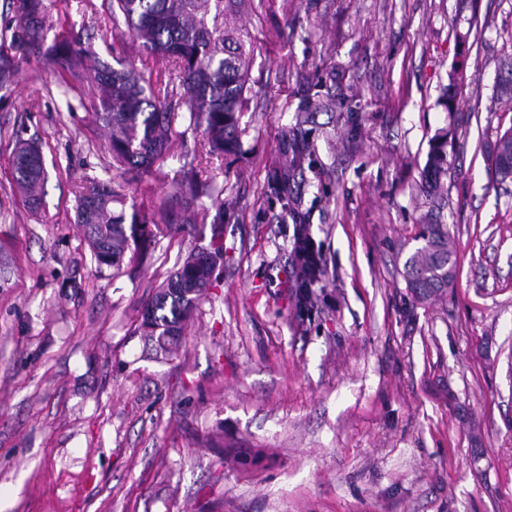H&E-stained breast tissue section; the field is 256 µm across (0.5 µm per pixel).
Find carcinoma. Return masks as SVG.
<instances>
[{
	"mask_svg": "<svg viewBox=\"0 0 512 512\" xmlns=\"http://www.w3.org/2000/svg\"><path fill=\"white\" fill-rule=\"evenodd\" d=\"M249 0H104L98 27L110 33H128L131 51L107 47L111 60L101 58L94 43L74 25L54 15L57 0H10L12 16L0 35L10 40L14 54L0 55V89L18 84L19 61L39 59L66 84H87L95 90L93 119L104 133V149L116 174L108 180L88 177L77 196L75 223L82 226L98 271L119 270L125 261L141 255L155 236V209L162 210L169 228L198 223L197 200L212 190L202 180L200 154L222 158L240 148V116L246 96L250 51L238 19ZM150 55L169 65L176 79L153 86L136 67L135 57ZM184 100L190 124L202 135L200 147L180 155L181 182L149 205L127 203L131 179L148 174L171 151L170 134L176 109ZM309 115L292 127V142L281 152L268 180L270 193L282 202L293 221L290 254L291 288L301 310L312 307L313 288L327 266L303 223L302 197L291 184L312 168ZM491 170L499 182L512 175V129L489 146ZM448 131L433 139L421 188L430 196L444 190L448 175ZM14 187L31 208H38L47 178L39 144L18 138L13 149ZM422 245L404 264L408 288L416 299L449 287L455 269L454 240L447 225H423ZM224 264V224L217 216L210 224L207 246L190 253L146 303L143 325L160 350L181 330L201 293L211 285L217 267Z\"/></svg>",
	"mask_w": 512,
	"mask_h": 512,
	"instance_id": "cac0c4a2",
	"label": "carcinoma"
}]
</instances>
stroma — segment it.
I'll use <instances>...</instances> for the list:
<instances>
[{
	"instance_id": "stroma-1",
	"label": "stroma",
	"mask_w": 512,
	"mask_h": 512,
	"mask_svg": "<svg viewBox=\"0 0 512 512\" xmlns=\"http://www.w3.org/2000/svg\"><path fill=\"white\" fill-rule=\"evenodd\" d=\"M240 23L242 150L207 162L202 200L224 268L167 355L141 313L200 235L97 272L73 222L83 177L106 175L91 88L31 58L0 95V512H512V182L487 159L512 128V0H250ZM308 105L299 190L327 274L302 322L267 181ZM444 128L437 199L418 185ZM19 137L49 172L36 209L13 190ZM200 138L179 106L130 195L170 191ZM428 215L458 273L419 301L404 262Z\"/></svg>"
}]
</instances>
